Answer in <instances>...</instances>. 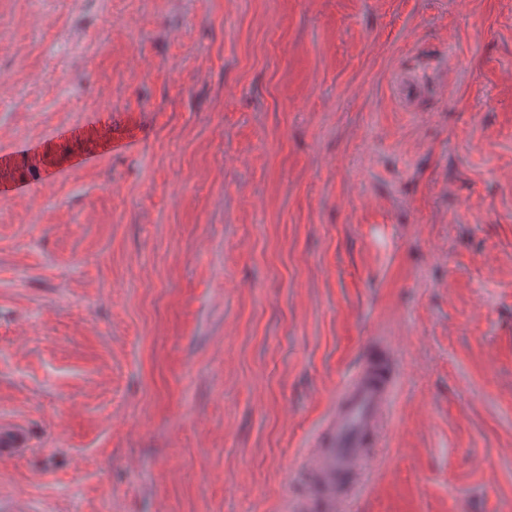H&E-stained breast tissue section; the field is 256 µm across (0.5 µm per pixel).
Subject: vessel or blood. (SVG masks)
I'll list each match as a JSON object with an SVG mask.
<instances>
[{"label": "vessel or blood", "instance_id": "b4317fda", "mask_svg": "<svg viewBox=\"0 0 512 512\" xmlns=\"http://www.w3.org/2000/svg\"><path fill=\"white\" fill-rule=\"evenodd\" d=\"M394 391V362L379 357L365 364L338 391L327 432L310 466L311 492L302 512H336L349 489L347 480L367 456Z\"/></svg>", "mask_w": 512, "mask_h": 512}]
</instances>
